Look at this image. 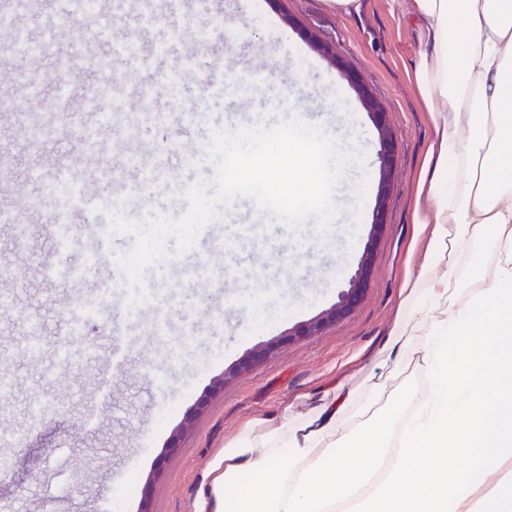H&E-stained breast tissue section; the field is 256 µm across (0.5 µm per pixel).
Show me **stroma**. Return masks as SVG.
Here are the masks:
<instances>
[{
    "mask_svg": "<svg viewBox=\"0 0 512 512\" xmlns=\"http://www.w3.org/2000/svg\"><path fill=\"white\" fill-rule=\"evenodd\" d=\"M98 10L105 30L91 43V60L131 39L142 45L146 67L113 70L104 100L117 102L121 110L102 127L88 156L82 146L93 116L85 111L80 90L98 78L89 62L70 71L69 111H0V155L11 161L0 180V203L12 205L18 197L46 191L59 168L75 159L85 171L87 195L98 200V225H107L116 196L124 197L125 214L132 219L151 211L179 215L178 186L214 174L204 161L210 130L230 127L242 112L268 114L272 125L299 115L338 140L355 139L364 160L348 169L337 189L340 213L327 234L309 224L293 237L283 223L249 212L242 201L201 230L193 251L146 269V287L169 296L163 339L149 334L145 324L127 322L121 300L109 293L114 256L128 251L133 237L80 233L69 250H53L51 224H73L77 217L59 211L51 197L40 214L26 215L27 242L0 223V295L7 297L0 304V373L14 383L10 394L0 396V428L17 438L15 446L0 447V456L11 460L9 475L0 479V512L18 500L27 512H140L144 507L192 512L204 473L244 425L314 403L329 384L375 371V355L393 325L406 273L423 260L414 206L434 129L410 78L413 34L391 0H361L359 12L349 15L336 12L329 0H177L149 24L136 13L113 11L108 0H98ZM83 18L80 12L58 16L52 0H39L37 14L17 13V23L33 38L54 30L50 52L34 61L37 69L57 67ZM174 35L177 54L155 53L156 44ZM313 36L333 45L377 98L394 135L396 161L364 300L321 333L292 340V327L329 308L346 288L368 239L379 179L376 127L343 74L312 47ZM256 68L275 71V80L246 95L207 100L213 79ZM175 71L185 107L204 99L207 110L194 122L172 116L159 131L143 115L166 106L167 95L152 90L154 78ZM299 82L305 89L297 95L293 89ZM33 125L48 133L38 150L19 133ZM126 151L138 152L142 166L157 168L155 186L138 187L137 170L121 165ZM191 156L197 159L192 166ZM106 165L117 174L104 193L97 171ZM228 235L245 236V246L226 254ZM314 238L320 246H311ZM90 252L96 253L97 266L87 287L104 302L85 338L74 343L77 360L64 367L55 348L64 332L61 315L76 291L45 279L42 265H76ZM258 264L267 277L256 284L248 273ZM33 319L45 323L35 359L25 352ZM120 336L134 343L122 362L112 355ZM272 341L277 349L214 390V380L225 370ZM173 343L181 350L171 363L164 353ZM38 403L48 408L39 419L31 413ZM175 434L180 440L171 452L167 446Z\"/></svg>",
    "mask_w": 512,
    "mask_h": 512,
    "instance_id": "stroma-1",
    "label": "stroma"
}]
</instances>
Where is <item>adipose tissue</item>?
<instances>
[{"mask_svg":"<svg viewBox=\"0 0 512 512\" xmlns=\"http://www.w3.org/2000/svg\"><path fill=\"white\" fill-rule=\"evenodd\" d=\"M392 4L435 130L423 261L377 372L244 429L193 512H512V0Z\"/></svg>","mask_w":512,"mask_h":512,"instance_id":"obj_1","label":"adipose tissue"}]
</instances>
